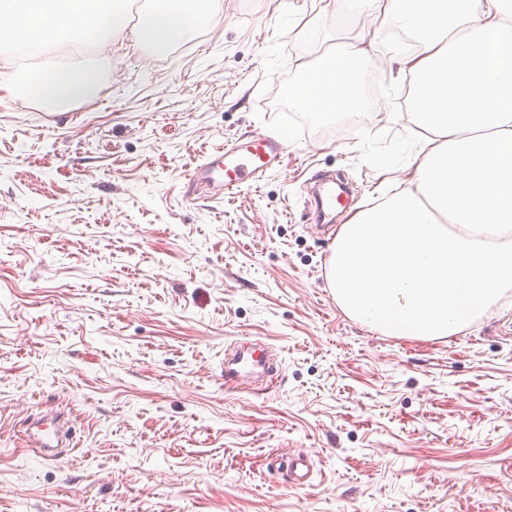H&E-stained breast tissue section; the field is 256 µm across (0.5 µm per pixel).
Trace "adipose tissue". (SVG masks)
Here are the masks:
<instances>
[{"label": "adipose tissue", "mask_w": 512, "mask_h": 512, "mask_svg": "<svg viewBox=\"0 0 512 512\" xmlns=\"http://www.w3.org/2000/svg\"><path fill=\"white\" fill-rule=\"evenodd\" d=\"M335 91L351 67H396L417 93L413 121L435 143L408 188L339 225L325 268L339 309L386 336L456 335L512 294V107L499 103L512 0H353ZM391 27L415 40L391 55Z\"/></svg>", "instance_id": "ef3b65f1"}]
</instances>
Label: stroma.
I'll list each match as a JSON object with an SVG mask.
<instances>
[{
    "instance_id": "stroma-1",
    "label": "stroma",
    "mask_w": 512,
    "mask_h": 512,
    "mask_svg": "<svg viewBox=\"0 0 512 512\" xmlns=\"http://www.w3.org/2000/svg\"><path fill=\"white\" fill-rule=\"evenodd\" d=\"M294 2L221 0L160 51L133 50L130 15L66 112L0 89V512H512V305L434 340L338 308L307 186L399 191L419 138L398 96L280 99L348 21L349 0ZM259 127L285 166L190 199L189 171ZM243 336L274 347L272 388L225 391ZM49 411L75 431L54 462L24 437ZM299 453L295 492L276 460ZM288 486L292 490L304 489L309 485L310 462L304 456L288 457Z\"/></svg>"
}]
</instances>
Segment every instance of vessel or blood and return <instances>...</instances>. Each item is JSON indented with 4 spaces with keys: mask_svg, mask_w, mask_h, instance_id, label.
<instances>
[{
    "mask_svg": "<svg viewBox=\"0 0 512 512\" xmlns=\"http://www.w3.org/2000/svg\"><path fill=\"white\" fill-rule=\"evenodd\" d=\"M288 156L287 145L271 131L258 128L240 135L230 144L217 147L207 163L197 166L188 177L189 189L204 187L211 195L221 196L255 182L270 171L280 168ZM352 204L345 193L328 186L315 203L314 219L323 223L327 212L349 211ZM277 377L271 349L259 338L234 341L224 351V385L236 389L244 384L271 383ZM27 436L39 448L45 461L58 458L65 436L59 416L44 415L27 426ZM288 486L293 490L309 484L310 463L306 457L289 458L286 464Z\"/></svg>",
    "mask_w": 512,
    "mask_h": 512,
    "instance_id": "obj_1",
    "label": "vessel or blood"
}]
</instances>
